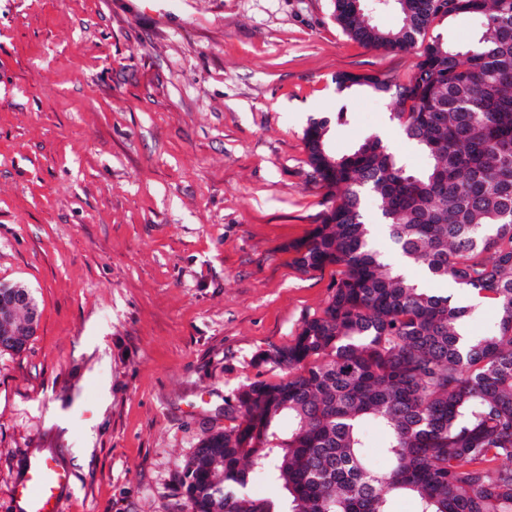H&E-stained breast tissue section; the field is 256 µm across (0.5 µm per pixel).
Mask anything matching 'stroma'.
Masks as SVG:
<instances>
[{"label":"stroma","mask_w":512,"mask_h":512,"mask_svg":"<svg viewBox=\"0 0 512 512\" xmlns=\"http://www.w3.org/2000/svg\"><path fill=\"white\" fill-rule=\"evenodd\" d=\"M418 59L349 38L333 0H0V283L40 311L0 352V512L45 450L70 475L61 512H175L225 400L285 377L257 354L332 294L336 267L293 263L324 208L305 129L328 116L334 154L376 135L422 168L388 97L336 85ZM365 212L392 268L495 330L490 302L404 263Z\"/></svg>","instance_id":"stroma-1"}]
</instances>
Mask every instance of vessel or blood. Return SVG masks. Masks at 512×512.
<instances>
[{
  "instance_id": "obj_1",
  "label": "vessel or blood",
  "mask_w": 512,
  "mask_h": 512,
  "mask_svg": "<svg viewBox=\"0 0 512 512\" xmlns=\"http://www.w3.org/2000/svg\"><path fill=\"white\" fill-rule=\"evenodd\" d=\"M67 482V473L53 459H38L30 464L25 480L15 486L14 495L22 512H60L59 492Z\"/></svg>"
}]
</instances>
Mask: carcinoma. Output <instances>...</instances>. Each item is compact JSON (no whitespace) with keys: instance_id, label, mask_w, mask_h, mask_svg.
I'll list each match as a JSON object with an SVG mask.
<instances>
[{"instance_id":"obj_1","label":"carcinoma","mask_w":512,"mask_h":512,"mask_svg":"<svg viewBox=\"0 0 512 512\" xmlns=\"http://www.w3.org/2000/svg\"><path fill=\"white\" fill-rule=\"evenodd\" d=\"M390 0L397 26L372 23L354 0L334 17L368 47L406 51L437 18L478 19L474 41L436 36L408 80L341 74L393 100L392 119L425 156L407 167L377 136L333 154L331 120L304 132L312 178L327 189L321 224L292 245L304 271L342 267L319 316L294 343L259 359L288 377L243 385L231 424L204 435L182 467L177 512H512V0ZM409 262L492 302L497 330L472 337L470 308L420 288L370 242L364 200ZM24 291L0 292V350L33 332ZM385 430L389 468L367 463L364 427ZM261 481L271 493L258 497Z\"/></svg>"}]
</instances>
